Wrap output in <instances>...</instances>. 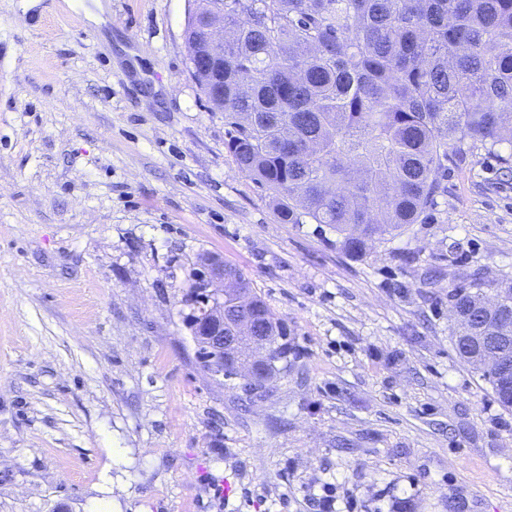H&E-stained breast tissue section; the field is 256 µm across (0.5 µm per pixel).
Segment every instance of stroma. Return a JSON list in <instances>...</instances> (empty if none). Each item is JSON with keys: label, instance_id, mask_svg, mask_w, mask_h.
Returning <instances> with one entry per match:
<instances>
[{"label": "stroma", "instance_id": "stroma-1", "mask_svg": "<svg viewBox=\"0 0 512 512\" xmlns=\"http://www.w3.org/2000/svg\"><path fill=\"white\" fill-rule=\"evenodd\" d=\"M0 0V512H512V410L448 290L512 279V150L466 143L362 255L284 224L191 72L194 0ZM288 330L261 395L180 312L198 258Z\"/></svg>", "mask_w": 512, "mask_h": 512}]
</instances>
